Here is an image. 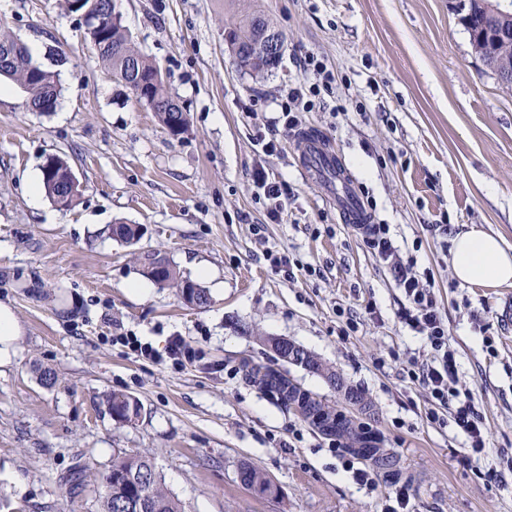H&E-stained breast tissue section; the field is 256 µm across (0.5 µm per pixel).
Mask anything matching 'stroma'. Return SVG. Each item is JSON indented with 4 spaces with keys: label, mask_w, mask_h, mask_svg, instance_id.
I'll list each match as a JSON object with an SVG mask.
<instances>
[{
    "label": "stroma",
    "mask_w": 512,
    "mask_h": 512,
    "mask_svg": "<svg viewBox=\"0 0 512 512\" xmlns=\"http://www.w3.org/2000/svg\"><path fill=\"white\" fill-rule=\"evenodd\" d=\"M114 3L187 112L185 134L171 136L106 71L65 0H0V36L47 66L66 58L54 111H28L20 87L0 80V301L23 328L0 369V512H100L95 474L136 453L152 457L184 512H386L400 490L403 512H512V285L462 283L451 253L473 227L512 247V91L475 56L458 0H254L284 37L261 78L224 43L242 10L234 0ZM309 55L319 70H304ZM300 82L320 89L303 128L337 148L402 260L434 277L458 387L489 435L480 458L467 460L448 410L428 417L408 368L433 351L398 318L402 288L363 231L339 222L299 165L297 132L276 120L282 89ZM51 155L85 183L72 209L30 198ZM261 169L293 190L282 223L254 198ZM117 221L141 227L137 244L109 235ZM148 251L206 288L209 305L154 284L130 294ZM269 251L300 263L295 278L272 270ZM119 333L160 351L180 335L204 360L142 361L111 343ZM259 333L288 337L366 393L399 479L361 482L360 460L243 379L241 357L267 360ZM45 369L54 385L42 384ZM115 392L138 399V421L112 417ZM244 464L279 496L245 488ZM239 479L245 487H253V485L262 486L264 496L266 497H274L279 494V487L275 480L268 475L266 476L263 471L252 465L244 464L240 467ZM265 480L267 482L264 485Z\"/></svg>",
    "instance_id": "stroma-1"
}]
</instances>
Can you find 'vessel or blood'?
<instances>
[{
  "mask_svg": "<svg viewBox=\"0 0 512 512\" xmlns=\"http://www.w3.org/2000/svg\"><path fill=\"white\" fill-rule=\"evenodd\" d=\"M298 158L305 173L327 175L340 183L342 192L336 197V210L341 223H368L369 214L352 180L342 169L336 151L317 132L307 129L299 135Z\"/></svg>",
  "mask_w": 512,
  "mask_h": 512,
  "instance_id": "obj_1",
  "label": "vessel or blood"
}]
</instances>
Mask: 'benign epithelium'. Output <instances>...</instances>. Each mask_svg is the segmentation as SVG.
<instances>
[{
    "label": "benign epithelium",
    "mask_w": 512,
    "mask_h": 512,
    "mask_svg": "<svg viewBox=\"0 0 512 512\" xmlns=\"http://www.w3.org/2000/svg\"><path fill=\"white\" fill-rule=\"evenodd\" d=\"M69 9L79 16L85 34L94 44L106 36L107 28L119 18L110 2L105 8L94 10L85 5V0H70ZM503 13L504 10L495 5L485 13V21L497 30L499 41L512 35L498 24L499 15ZM159 78L158 74L151 78L145 77L139 80V87L134 90L136 97L152 109L160 103L153 95L154 85ZM65 174L64 192L55 196V204L61 208L66 207L71 198L82 194L84 189L83 182L71 168H65ZM262 346L275 357V360L261 368L258 373L249 376L248 382L277 403L288 404L291 412L321 437L334 439L338 433L345 432V452L369 465L378 462L386 472H395L399 469L397 458L383 448L381 436L372 431L367 408L350 398L348 391L351 385L343 378L336 377V391L340 394L341 403L336 407L335 414L329 417L319 410L317 404L309 398L308 390L290 374L292 368H299L310 374L315 372L309 351L282 336H269L262 342Z\"/></svg>",
    "instance_id": "benign-epithelium-1"
}]
</instances>
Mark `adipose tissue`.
Instances as JSON below:
<instances>
[{"instance_id":"1","label":"adipose tissue","mask_w":512,"mask_h":512,"mask_svg":"<svg viewBox=\"0 0 512 512\" xmlns=\"http://www.w3.org/2000/svg\"><path fill=\"white\" fill-rule=\"evenodd\" d=\"M453 268L464 283L488 287L512 285V252L498 237L473 228L453 240Z\"/></svg>"}]
</instances>
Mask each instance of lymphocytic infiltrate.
I'll return each instance as SVG.
<instances>
[{"label": "lymphocytic infiltrate", "mask_w": 512, "mask_h": 512, "mask_svg": "<svg viewBox=\"0 0 512 512\" xmlns=\"http://www.w3.org/2000/svg\"><path fill=\"white\" fill-rule=\"evenodd\" d=\"M365 235L379 257L390 266L404 292L407 305L400 315L402 324L426 336L435 352L433 362L419 371V380L427 387L435 406L449 409L456 428L465 435L472 455L481 456L486 450L487 433L478 420L470 395L455 386L456 359L448 348V331L436 306L432 278L412 273L410 267L397 258L387 225H366ZM121 342L135 358L151 363L168 360L173 365L184 368L196 365L203 359L201 351L181 336L169 337L167 346L161 353L136 336H123Z\"/></svg>", "instance_id": "1"}]
</instances>
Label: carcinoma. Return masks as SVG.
Wrapping results in <instances>:
<instances>
[{
  "instance_id": "carcinoma-1",
  "label": "carcinoma",
  "mask_w": 512,
  "mask_h": 512,
  "mask_svg": "<svg viewBox=\"0 0 512 512\" xmlns=\"http://www.w3.org/2000/svg\"><path fill=\"white\" fill-rule=\"evenodd\" d=\"M225 31L233 56L245 72L262 77L277 65L280 56L268 55L260 47V40L265 31L276 35L279 31L260 12H245L237 23L226 27ZM6 48L12 53L10 76L13 81L22 84L26 80L32 59L22 43L10 37H1L0 53ZM96 52L112 77L120 81H132L137 73L145 77L159 71V67L136 48L131 35L119 22L112 24L104 41L98 43ZM61 93L60 72L50 67L44 68L41 79L30 82L26 90L27 96L36 104L57 99L61 97ZM110 234L113 239L132 245L139 239V226L118 221L110 227ZM161 260L163 257L156 254L138 256L143 274L157 285L174 288L178 295H183L189 279L182 277L173 264H168L163 279L154 278V267ZM108 405L124 423L130 421L131 410H140L138 401L124 393L112 394ZM239 479L245 487L262 486L266 474L252 465L244 464L239 469ZM109 482L112 483V492L102 497L101 512H128V502L138 500L142 503L140 512H183L178 500L164 489L152 460L145 455L126 454L112 460L111 469L101 475L102 484Z\"/></svg>"
}]
</instances>
